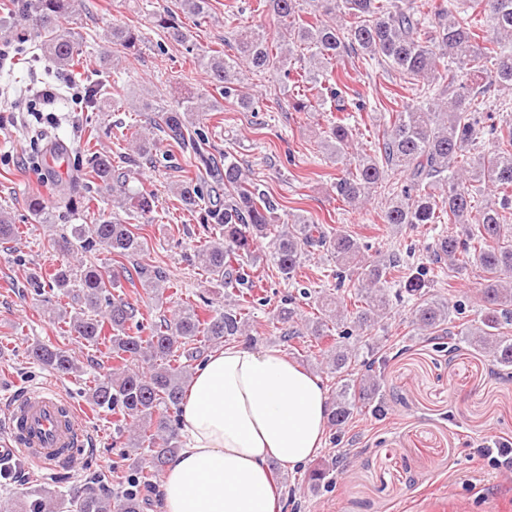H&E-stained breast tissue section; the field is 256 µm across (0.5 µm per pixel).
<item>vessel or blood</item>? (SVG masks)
<instances>
[{
    "instance_id": "b4317fda",
    "label": "vessel or blood",
    "mask_w": 512,
    "mask_h": 512,
    "mask_svg": "<svg viewBox=\"0 0 512 512\" xmlns=\"http://www.w3.org/2000/svg\"><path fill=\"white\" fill-rule=\"evenodd\" d=\"M12 446L0 457L21 455L40 467L55 470L77 465L86 449V423L77 407L56 389L28 390L7 404Z\"/></svg>"
}]
</instances>
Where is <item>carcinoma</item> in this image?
Segmentation results:
<instances>
[{
	"label": "carcinoma",
	"instance_id": "obj_1",
	"mask_svg": "<svg viewBox=\"0 0 512 512\" xmlns=\"http://www.w3.org/2000/svg\"><path fill=\"white\" fill-rule=\"evenodd\" d=\"M303 0H263L277 23L275 33L264 28L236 31L235 52L208 50L196 57L220 94L234 96L239 105L257 111L258 101L240 93V68L270 78L284 77L296 90L292 108L311 112L328 102L336 115L328 119L323 147L338 174L336 197L350 206L362 204L374 190L399 173L404 181L392 188L383 221L393 227L416 224H454L434 241L430 264H470L481 279L480 307L475 318L458 324V310L430 293L427 266L403 268L395 253L372 260L364 257L360 239L344 227L327 230L301 213H290L277 225L279 202L248 179L239 162L224 154L218 161L207 146L199 114L214 108L201 96L184 98L175 106L155 107L149 101L141 111L158 113L147 131L138 134L128 152L119 155L123 169L112 157L89 153L84 181L96 195L112 194L113 203L126 213L151 223L155 192L130 185L135 168L146 161L162 163L171 154H158L161 139L186 160L189 170L176 188L185 209L203 211L202 221L215 224L222 237L196 251L198 263L219 285L233 289L253 283L249 261L254 245L270 239L271 258L281 277L292 280L310 249L318 247L336 260V290L342 298L319 297L321 315L304 319L297 329L298 308L293 301L278 307L273 320L283 336H311L319 341L336 337L323 351L327 373L334 379L329 425L341 428L354 411L366 409L382 416L379 401L380 371L386 358L373 334L389 316L394 303L414 301L413 324L420 333L448 336V345L466 343L495 364L512 367V121L495 122L487 94L491 87H512V0H439L430 11L419 10L412 0H310L312 20L304 17ZM184 14L198 17L210 11V0H180ZM14 13L33 21L40 54L57 68L73 65L85 44L76 31L74 0H21ZM157 26L182 43L188 33L179 14L155 12ZM107 37L124 53H134L144 42L142 32L113 27ZM361 63L383 61L389 69L413 82L417 101L399 105L396 95L379 104V118L389 130L372 141L364 153L352 148L351 120L366 110V103L346 97L336 73L343 57ZM86 107L99 108L121 95L120 79L110 84L87 83ZM494 141L490 155L475 153L479 136ZM70 205L59 199L47 207L38 198L29 209L37 224L54 223V208ZM72 237L86 252L102 251L116 258L147 252V242L129 224L100 213L89 224H78ZM129 280L141 287H162L163 276L147 265L136 264ZM72 297L77 305L65 315L69 332L90 345H103L112 367L88 390V400L118 416V431L128 433L127 445L143 451L133 462L139 476L131 485L114 491L101 481L81 495L66 497L50 489H35L26 497L0 503V512H143L146 492L163 471L179 443L180 423L171 416L183 400L190 369L205 349L245 340L254 343L248 317L251 301L239 295L222 311L180 305L170 318L144 321L139 308L123 297L118 282L101 267L91 265L79 274L58 269L47 283ZM34 361L55 371H78L66 352L37 344Z\"/></svg>",
	"mask_w": 512,
	"mask_h": 512
}]
</instances>
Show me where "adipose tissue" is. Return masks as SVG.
I'll use <instances>...</instances> for the list:
<instances>
[{
	"mask_svg": "<svg viewBox=\"0 0 512 512\" xmlns=\"http://www.w3.org/2000/svg\"><path fill=\"white\" fill-rule=\"evenodd\" d=\"M328 414L318 378L281 351H213L180 406L181 446L160 478V512H281L269 463L293 470L311 461Z\"/></svg>",
	"mask_w": 512,
	"mask_h": 512,
	"instance_id": "obj_1",
	"label": "adipose tissue"
}]
</instances>
